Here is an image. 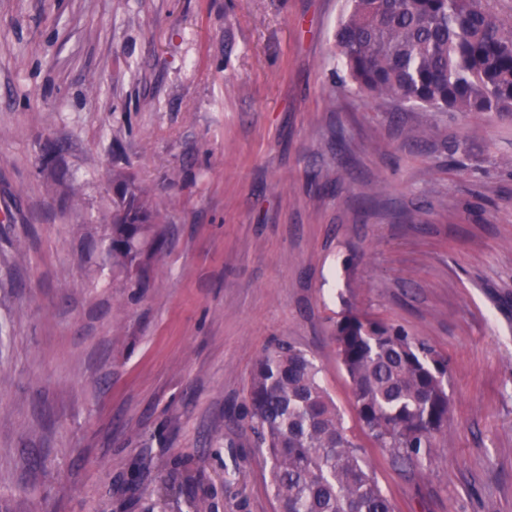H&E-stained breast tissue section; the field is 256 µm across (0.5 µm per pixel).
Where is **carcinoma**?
<instances>
[{"instance_id": "obj_1", "label": "carcinoma", "mask_w": 512, "mask_h": 512, "mask_svg": "<svg viewBox=\"0 0 512 512\" xmlns=\"http://www.w3.org/2000/svg\"><path fill=\"white\" fill-rule=\"evenodd\" d=\"M335 41L344 82L378 100L512 116V26L488 0H350ZM162 218L145 187L122 184L105 257L124 270L125 287H146ZM335 340L368 436L401 468L420 471L448 426V358L399 325L350 310L336 320ZM248 401L277 512H395L305 351L282 342L262 356Z\"/></svg>"}]
</instances>
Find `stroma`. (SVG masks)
I'll return each mask as SVG.
<instances>
[{
	"instance_id": "1",
	"label": "stroma",
	"mask_w": 512,
	"mask_h": 512,
	"mask_svg": "<svg viewBox=\"0 0 512 512\" xmlns=\"http://www.w3.org/2000/svg\"><path fill=\"white\" fill-rule=\"evenodd\" d=\"M344 10L0 0V512H275L243 414L282 342L397 512H512V118L340 89ZM126 179L167 208L137 295L102 252ZM347 308L448 357L416 476L358 420Z\"/></svg>"
}]
</instances>
